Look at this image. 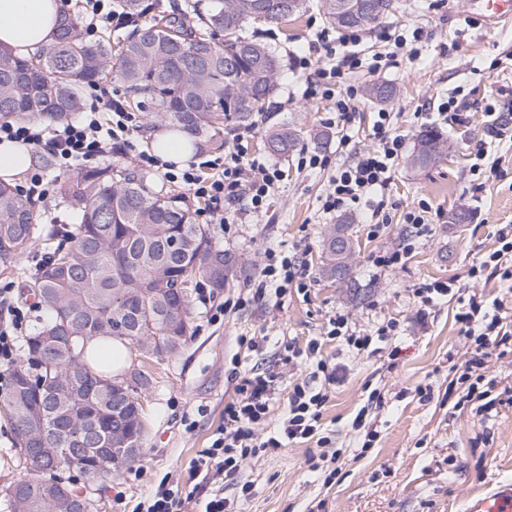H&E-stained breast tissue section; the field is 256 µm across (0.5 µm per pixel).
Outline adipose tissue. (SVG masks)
Listing matches in <instances>:
<instances>
[{
	"instance_id": "obj_1",
	"label": "adipose tissue",
	"mask_w": 512,
	"mask_h": 512,
	"mask_svg": "<svg viewBox=\"0 0 512 512\" xmlns=\"http://www.w3.org/2000/svg\"><path fill=\"white\" fill-rule=\"evenodd\" d=\"M61 7L60 0H0V49L29 55L48 47Z\"/></svg>"
}]
</instances>
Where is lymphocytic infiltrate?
Here are the masks:
<instances>
[{
	"label": "lymphocytic infiltrate",
	"instance_id": "1",
	"mask_svg": "<svg viewBox=\"0 0 512 512\" xmlns=\"http://www.w3.org/2000/svg\"><path fill=\"white\" fill-rule=\"evenodd\" d=\"M421 28L412 33L397 29L386 34L385 49L368 53L365 31L354 29L339 35L321 30L308 46L307 53H291L293 67L307 70L308 77L302 93L306 99L332 102L333 115L328 122L333 126H346L355 108L359 90L350 82L358 71H379L382 64L394 62L407 47L409 41H420ZM133 116L123 105L112 98L107 88H100L96 103L89 115L66 125L60 130L17 127L0 123V140H21L34 145L47 144L62 172L72 170L74 163L103 157L118 139L129 129ZM250 128H240L236 142L224 152L223 170L220 175L203 176L196 168L164 172L167 182L182 184L196 199L228 203L247 199L250 212L259 214L267 210L283 177L280 169L271 167L259 159L249 157L245 142ZM372 144L360 151L356 160L337 168L325 192L323 208L328 212H342L366 207L371 212L374 230L388 226L390 214L386 210V191L403 156L405 139L393 129L389 112L378 113L371 133ZM430 206L418 203L404 215L406 229L401 242L392 248L379 250L371 258L374 274L384 275L401 268L408 260L414 238L425 235L432 223ZM469 277L488 276L499 279L508 292L493 302L470 296L467 309L460 321L464 333L471 340L473 349L462 365L458 384L464 385L466 401L475 405V413L487 417L495 411L497 401L490 398L482 385L488 372V363L494 348L512 340V327L506 322L507 312L512 309V225L498 231V246L488 252L469 271ZM256 295L268 294L283 297L288 290L307 293L310 273L307 267L296 263L293 257L268 252L260 273ZM396 321L387 320L365 328L350 313L339 311L329 316L326 338L340 341L347 348L364 351L374 342L386 341L396 335ZM321 341L310 340L305 349L285 345L274 370L248 372L241 375L236 386L238 398L224 407V427L210 448L202 451L197 459L193 475L208 479L211 471L223 472L226 479H233L242 463L263 448L281 447L283 441H302L315 438L321 428L328 394L310 387L308 382L294 384L288 398V415L282 420L278 435L258 441L255 429L270 413L280 382L281 369L293 367L302 356L317 357L316 368L328 382H335L336 372L320 361L318 354Z\"/></svg>",
	"mask_w": 512,
	"mask_h": 512
}]
</instances>
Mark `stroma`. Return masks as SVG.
<instances>
[{
    "label": "stroma",
    "instance_id": "35a3bbf8",
    "mask_svg": "<svg viewBox=\"0 0 512 512\" xmlns=\"http://www.w3.org/2000/svg\"><path fill=\"white\" fill-rule=\"evenodd\" d=\"M327 26L319 0H309L298 18L252 24L244 31L284 60L278 94L260 113L248 153L280 168L285 177L273 206L262 215H249L241 202L214 205V212L232 220L228 226L210 224L209 230L214 245L240 258L236 277L218 293L192 290L193 336L178 354L149 363L154 385L140 395L145 432L139 461L108 480L103 490L83 474L72 473L74 486L93 499V512H142L162 486L185 494L183 512H198L190 496L192 463L224 425V407L236 397L235 373L273 365L282 344L303 348L315 338L323 341L321 355L327 363L342 366L339 380L326 384L303 366L283 372L273 410L256 433L263 439L274 431L293 385L307 378L329 394L321 427L324 445L311 440L259 451L242 464L237 483L219 479L206 485L205 493L221 492L240 502L243 512H463L468 497L512 478V405L499 406L480 420L448 394V383L469 346L458 312L472 294L489 300L502 294L498 280L471 279L467 272L496 248L498 229L512 225V128H500L501 120L512 118V22L484 21L480 0H395L394 10L372 26L368 47L383 50L380 36L395 26L408 31L420 27L424 35L415 56L404 54L397 66L353 75L358 86L385 82L395 87L396 95L382 105L359 97L348 125L353 145L349 152L338 150L337 130L325 123L328 101L303 99L305 74L286 63L289 52H307ZM448 100L465 113V123L441 121L438 106ZM382 110L392 113L407 150H414L417 134L426 128L438 130L450 149L426 168L401 159L387 191L392 222L375 237L366 210L328 214L322 197L337 166L349 163L353 150L369 145ZM284 124L298 131L305 150L326 156L327 165L301 169L297 154H268L263 147L266 134ZM155 132L144 113H137L134 127L108 156L97 159V166L138 168L139 154L150 150ZM481 146L496 168L475 174L471 166ZM421 200L437 214L430 232L417 239L404 267L374 277L370 257L399 244L403 215ZM458 205L468 210V223H449L448 211ZM36 210L41 235L15 267L0 268V289H9L14 300L23 282L50 256L52 234L75 222L54 194L38 200ZM342 221L353 239L351 275L361 285L354 295L320 268L326 233ZM270 249L308 267L307 294L292 290L278 302L248 297ZM451 279L458 296L419 309L413 288ZM240 297L245 300L242 307L218 313L225 299ZM339 309L364 325L396 320L398 333L380 352L349 355L338 341L324 336L329 316ZM263 335L268 341L258 351L241 342L245 336ZM358 416L375 433L370 448L362 452L352 446V423ZM322 448L343 452L335 479H327L322 469L310 471L306 464ZM27 477L12 427L0 413V512H5L7 488Z\"/></svg>",
    "mask_w": 512,
    "mask_h": 512
}]
</instances>
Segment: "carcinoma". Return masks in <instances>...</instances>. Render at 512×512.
I'll return each mask as SVG.
<instances>
[{"mask_svg": "<svg viewBox=\"0 0 512 512\" xmlns=\"http://www.w3.org/2000/svg\"><path fill=\"white\" fill-rule=\"evenodd\" d=\"M199 2L186 0L180 12L141 24L158 0H115L131 20L115 54L107 37L86 40L72 14L37 59L0 51V121L65 124L82 109L84 88L113 70L130 109L150 107L152 121L178 126L212 149L224 147L217 139L221 127L253 124L278 91L280 57L245 38L243 29L251 22L298 17L308 4L291 0L293 10L281 14L271 8L275 0H209L203 9ZM321 8L338 30H366L391 13L394 0H321ZM300 144L297 131L284 125L268 134L265 148L286 156ZM447 152L439 133L423 129L411 164L425 168ZM149 180L146 172L90 167L57 182L56 194L77 224L24 285L48 316L25 340L27 364L13 370L0 402L17 440L44 407L55 421L57 447H73L69 436L89 428L87 447L102 452L54 461L25 456L29 483L53 487L63 480L60 471L71 468L104 483L114 475L112 448H142L141 404L128 405L116 419L112 394L91 397L89 388L125 375L123 348H138L143 336H174L161 355L178 353L194 333L189 290L205 284L221 291L235 278L236 257L213 245L182 196L157 192ZM347 229L339 225L328 234L322 271L353 289ZM40 233L32 200L0 182V266H15ZM54 331L71 337L70 343L48 344L45 337ZM93 340L97 345L90 350ZM7 508L55 512L47 499L21 509L11 491Z\"/></svg>", "mask_w": 512, "mask_h": 512, "instance_id": "cac0c4a2", "label": "carcinoma"}]
</instances>
